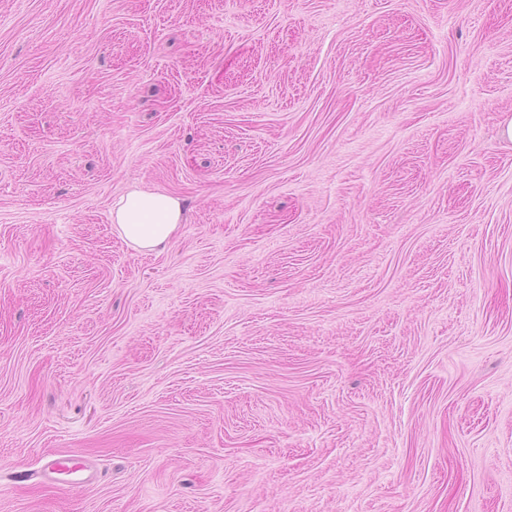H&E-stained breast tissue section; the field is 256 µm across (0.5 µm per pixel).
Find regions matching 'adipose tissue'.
<instances>
[{
    "mask_svg": "<svg viewBox=\"0 0 512 512\" xmlns=\"http://www.w3.org/2000/svg\"><path fill=\"white\" fill-rule=\"evenodd\" d=\"M182 219L177 197L160 192L133 189L120 197L112 210V221L135 248L163 247Z\"/></svg>",
    "mask_w": 512,
    "mask_h": 512,
    "instance_id": "adipose-tissue-1",
    "label": "adipose tissue"
}]
</instances>
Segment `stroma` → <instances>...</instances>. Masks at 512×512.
I'll return each mask as SVG.
<instances>
[{
	"label": "stroma",
	"instance_id": "stroma-1",
	"mask_svg": "<svg viewBox=\"0 0 512 512\" xmlns=\"http://www.w3.org/2000/svg\"><path fill=\"white\" fill-rule=\"evenodd\" d=\"M506 114L512 0H0V512H512ZM180 200L170 194L133 189L112 210L113 224L136 249L163 247L181 223ZM41 470L50 484L66 490L87 487L96 478L93 468L83 458L74 456H58Z\"/></svg>",
	"mask_w": 512,
	"mask_h": 512
}]
</instances>
